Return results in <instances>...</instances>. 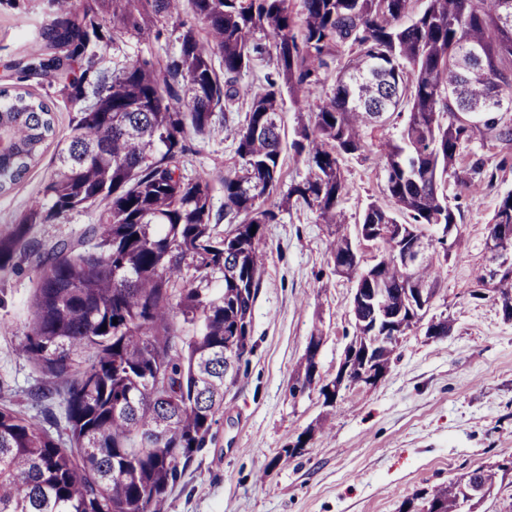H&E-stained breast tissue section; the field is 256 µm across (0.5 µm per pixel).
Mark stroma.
Instances as JSON below:
<instances>
[{"label": "stroma", "instance_id": "obj_1", "mask_svg": "<svg viewBox=\"0 0 512 512\" xmlns=\"http://www.w3.org/2000/svg\"><path fill=\"white\" fill-rule=\"evenodd\" d=\"M55 16L51 0H0V89L32 92L51 108L54 134L29 172L0 191V230H9L57 172L59 142L71 132L76 109L54 79L28 75L18 61L43 51L44 30ZM189 4L165 21L160 34L92 47L95 68L110 73L133 60L158 62L177 51L182 29L195 25ZM247 105L217 118L210 135L195 136L183 159L184 176L206 177L213 209L224 208V176L239 159L237 130ZM497 174L494 186L449 184L459 213L460 240L446 262L429 311L448 319V336L420 329L402 337L387 375L373 387L341 388L326 407L318 388L292 396L295 371L310 337L323 339L321 382L335 378L354 332L355 279L338 275L329 254L332 225L316 209L284 206L289 187L307 173L292 149L281 157L276 190L265 206L280 209L266 225L265 269L253 306V352L226 379L224 407L204 448L194 452L169 493L164 512H402L415 495L512 456V320L492 299L470 295L474 277L491 265L486 247L491 218L512 190V148L473 142L465 151ZM341 207L354 234L370 202L390 207L376 153L342 163ZM97 208L35 225L31 250L16 270L0 272V405L43 418L30 393L42 373L19 347L28 321L40 254L78 239ZM307 447L287 454L307 429Z\"/></svg>", "mask_w": 512, "mask_h": 512}]
</instances>
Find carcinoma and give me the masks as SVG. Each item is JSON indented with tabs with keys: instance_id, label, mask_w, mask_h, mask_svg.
<instances>
[{
	"instance_id": "carcinoma-1",
	"label": "carcinoma",
	"mask_w": 512,
	"mask_h": 512,
	"mask_svg": "<svg viewBox=\"0 0 512 512\" xmlns=\"http://www.w3.org/2000/svg\"><path fill=\"white\" fill-rule=\"evenodd\" d=\"M57 21L45 41L61 54L35 57L25 72L63 79L78 108L72 134L59 148V173L20 220L0 232V271L29 246L35 224L102 206L77 241L56 243L38 264L21 354L48 381L32 394L64 411L66 441L39 420L0 406V512H163L179 465L211 433L224 405V379L244 358L261 280L264 227L277 213L260 200L280 179L283 95L310 124L291 148L309 173L285 203L314 207L339 225L342 161L370 150L368 133L398 120V139L379 143L384 191L419 234L457 224L448 178L468 187L496 182L477 159L463 164L476 138L512 145V126L493 114L512 111V0H189L204 33L187 28L179 50L160 64L131 62L98 80L95 111L82 106L93 65L91 40H103L99 11L112 40L151 33L179 15L182 0H52ZM273 40L275 76L260 92L239 84ZM222 52L224 72L212 63ZM330 90H325L329 76ZM0 191L17 183L53 131L50 109L30 94L0 90ZM247 102L235 153L224 176V219L212 223L209 182L187 179L181 163L190 135L211 132L216 109ZM364 224H395L371 203ZM512 225V192L504 195L489 236ZM256 232H251V229ZM331 257L357 272L351 242L340 233ZM194 266L197 282L183 271ZM384 294L353 307L354 340L368 334L379 308L403 333L419 319L405 304L409 281L440 280L433 258L407 270L391 246L379 247ZM222 285L211 287V275ZM512 295V275L477 276V299ZM512 477V459L464 473L424 498L427 512H473Z\"/></svg>"
}]
</instances>
